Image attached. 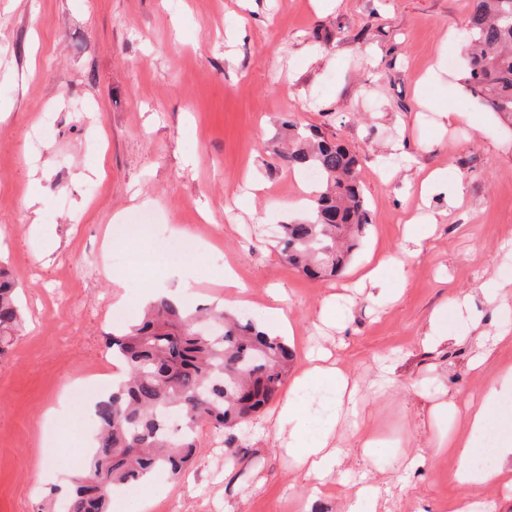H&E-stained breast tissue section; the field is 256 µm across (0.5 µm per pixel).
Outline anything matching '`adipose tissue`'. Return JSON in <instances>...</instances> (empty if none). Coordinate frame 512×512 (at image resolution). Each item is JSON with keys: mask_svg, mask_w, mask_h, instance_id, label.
Returning <instances> with one entry per match:
<instances>
[{"mask_svg": "<svg viewBox=\"0 0 512 512\" xmlns=\"http://www.w3.org/2000/svg\"><path fill=\"white\" fill-rule=\"evenodd\" d=\"M348 386L346 375L318 358L306 357L295 372L290 388L293 391H309L320 387L343 397ZM291 395L285 396L275 421V430L289 451L295 467L307 477L323 482L341 466L348 455L333 441L336 423L322 421L316 432H309L307 423L314 410L309 405H298ZM512 397V367L502 375L499 383L486 391L482 405L470 417L466 435L456 446L459 450L457 476L466 484L491 485L512 472V413L503 407L506 398ZM492 441L496 457L494 465L478 467L474 458L485 441Z\"/></svg>", "mask_w": 512, "mask_h": 512, "instance_id": "ef3b65f1", "label": "adipose tissue"}]
</instances>
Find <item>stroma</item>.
Masks as SVG:
<instances>
[{
	"mask_svg": "<svg viewBox=\"0 0 512 512\" xmlns=\"http://www.w3.org/2000/svg\"><path fill=\"white\" fill-rule=\"evenodd\" d=\"M470 11L471 0H0V265L26 313L0 358V512H38L52 489L65 500L93 434L48 416L80 419L79 405L59 402L89 364L121 376L106 333L182 280L188 307L221 303L228 266L244 289L237 315L275 335L287 313L296 355L327 349L349 373L336 438L351 456L315 496L275 436V402L237 431L235 467L223 431L203 426L185 474L151 481V512L171 500L182 512H344L364 484L377 512H512V488L462 484L456 449L431 450L464 433L469 408L512 365L511 338L482 372L470 368L478 331L503 324L478 289L512 278V123L471 94L463 55H448L466 43ZM448 107L463 120L448 122ZM286 120L361 159L372 223L333 278H307L275 248L304 191L301 172L266 149ZM435 169L464 183L461 202L414 193ZM200 224L208 238L191 263L157 259L160 238ZM410 238L421 241L413 255ZM130 252L155 258L137 288L108 262ZM388 256L381 288L359 286ZM271 288L284 292L281 311ZM469 292L479 325L449 312L448 342L424 347L433 311ZM443 400L446 419L434 410ZM359 433L376 448L355 447ZM49 436L52 472L38 464ZM412 456L422 468L406 469Z\"/></svg>",
	"mask_w": 512,
	"mask_h": 512,
	"instance_id": "35a3bbf8",
	"label": "stroma"
}]
</instances>
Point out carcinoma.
Segmentation results:
<instances>
[{"label": "carcinoma", "instance_id": "cac0c4a2", "mask_svg": "<svg viewBox=\"0 0 512 512\" xmlns=\"http://www.w3.org/2000/svg\"><path fill=\"white\" fill-rule=\"evenodd\" d=\"M472 2L465 83L512 121V0ZM282 126L289 137L277 156L317 180L310 217L281 225V254L310 278L335 276L371 224L358 157L316 128ZM23 321L14 285L0 270V357ZM107 341L124 374L94 404V444L68 478L65 512H110L115 486L158 472L180 477L198 448L197 431L248 422L278 396L294 361L288 344L251 319L189 310L165 297Z\"/></svg>", "mask_w": 512, "mask_h": 512}]
</instances>
